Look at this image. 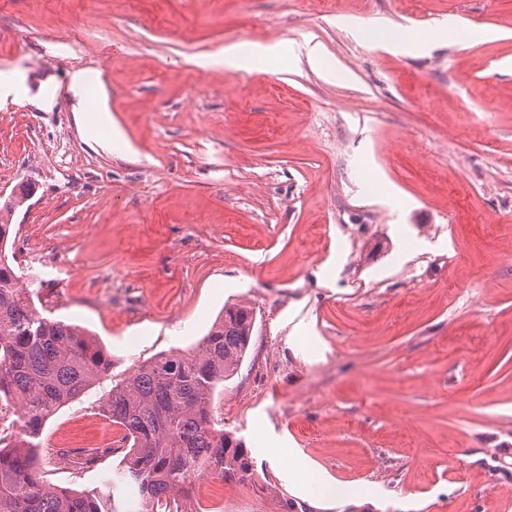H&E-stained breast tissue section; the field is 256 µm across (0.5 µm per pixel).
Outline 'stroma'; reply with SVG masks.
Instances as JSON below:
<instances>
[{"instance_id": "35a3bbf8", "label": "stroma", "mask_w": 512, "mask_h": 512, "mask_svg": "<svg viewBox=\"0 0 512 512\" xmlns=\"http://www.w3.org/2000/svg\"><path fill=\"white\" fill-rule=\"evenodd\" d=\"M349 17L487 35L394 54ZM252 42L327 68L198 64ZM77 69L128 149L83 129ZM0 73V194L34 186L7 251L112 355L46 423L44 480L98 486L118 457L58 451L122 438L99 397L242 303L216 406L254 476L203 475L186 512H512V0H0ZM300 465L351 496L293 488ZM103 446L105 448H94V449H83L77 451V455L71 456V463L79 470H85L95 468L107 455L123 450V448H111L112 447V432L107 431L103 437Z\"/></svg>"}]
</instances>
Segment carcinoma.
<instances>
[{
	"label": "carcinoma",
	"mask_w": 512,
	"mask_h": 512,
	"mask_svg": "<svg viewBox=\"0 0 512 512\" xmlns=\"http://www.w3.org/2000/svg\"><path fill=\"white\" fill-rule=\"evenodd\" d=\"M31 185L0 206V401L25 408L18 432L0 442V512H123L119 489L134 486L136 512H174L193 477L211 470L229 481L254 476L242 440L224 431L215 394L248 350L253 308L233 305L194 351L161 353L112 383L102 405L124 430L127 451L92 491L48 484L36 467L43 428L60 408L81 400L109 375L112 358L87 329L53 319L19 283L6 252L12 229L4 214L26 203ZM112 448L83 449L71 463L95 468Z\"/></svg>",
	"instance_id": "1"
}]
</instances>
